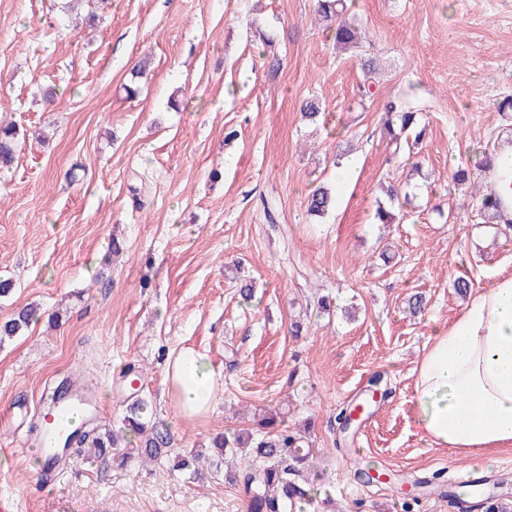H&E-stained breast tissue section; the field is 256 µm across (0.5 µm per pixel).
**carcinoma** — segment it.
<instances>
[{"label": "carcinoma", "instance_id": "1", "mask_svg": "<svg viewBox=\"0 0 512 512\" xmlns=\"http://www.w3.org/2000/svg\"><path fill=\"white\" fill-rule=\"evenodd\" d=\"M316 12L332 30L336 46L356 51L367 41V31L346 17L345 0H317ZM390 155L395 161L404 156L409 137L419 141L425 133L419 112L402 99L387 103L383 121ZM18 139L16 127L0 125V164L12 161ZM490 168L489 156L484 155L474 169L460 166L453 173L455 181L473 178L472 204L481 218L500 224V202L484 193L482 170ZM335 200L329 189L319 186L307 196V209L323 216ZM40 318L39 308L20 309L0 326V336H17ZM84 448L94 449V459L112 454V460L127 464L137 457L162 462L171 455L172 437L168 430L152 422L148 401L143 396L131 397L126 413L115 427L84 431L79 435ZM313 459L308 438L284 426L277 413L264 415L251 427L218 434L212 442V459L208 471L195 466L196 455H176L173 470L187 471L190 478L203 480L220 473L229 484L241 489L247 500V512H296L311 489L305 486Z\"/></svg>", "mask_w": 512, "mask_h": 512}]
</instances>
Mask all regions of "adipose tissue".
Wrapping results in <instances>:
<instances>
[{
  "instance_id": "obj_1",
  "label": "adipose tissue",
  "mask_w": 512,
  "mask_h": 512,
  "mask_svg": "<svg viewBox=\"0 0 512 512\" xmlns=\"http://www.w3.org/2000/svg\"><path fill=\"white\" fill-rule=\"evenodd\" d=\"M486 183L512 219V142L497 148ZM414 375L412 416L431 444L484 464L512 447V277L469 296L435 328ZM165 382L182 416L211 410L216 371L204 351L170 354Z\"/></svg>"
}]
</instances>
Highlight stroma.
Masks as SVG:
<instances>
[{
    "mask_svg": "<svg viewBox=\"0 0 512 512\" xmlns=\"http://www.w3.org/2000/svg\"><path fill=\"white\" fill-rule=\"evenodd\" d=\"M353 11L369 41L351 54L314 0H112L104 11L98 0H0V123L20 132L0 169V278L16 284L0 323L28 304L41 312L0 342V447L20 451L0 454L10 512H246L223 476L197 484L164 465L78 457L41 481L44 390L92 384L88 426L111 425L130 367L174 453L261 411L308 428L321 492L304 512H456L444 492L471 462L417 433L413 370L433 326L466 302L450 280L478 289L512 276V235L486 234L471 187L452 180L459 160L512 137L497 112L512 95V0H355ZM143 59L147 75L132 80ZM310 98L313 124L301 118ZM393 98L427 126L398 165L381 134ZM352 160L351 190L309 215L307 195L334 188ZM388 182L416 191L380 224ZM182 346L223 371L213 410L194 419L165 384L166 356ZM357 404L364 413L339 434L336 414Z\"/></svg>",
    "mask_w": 512,
    "mask_h": 512,
    "instance_id": "1",
    "label": "stroma"
}]
</instances>
